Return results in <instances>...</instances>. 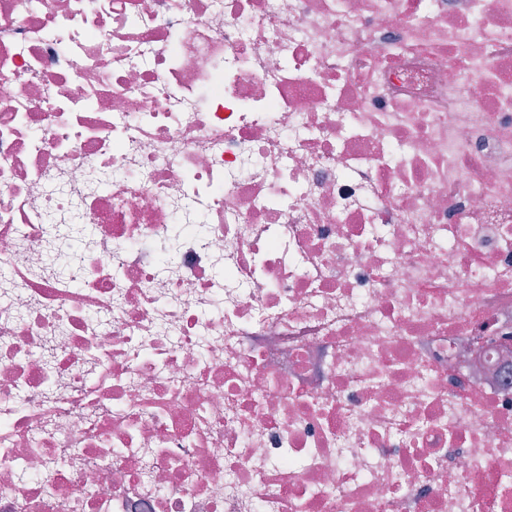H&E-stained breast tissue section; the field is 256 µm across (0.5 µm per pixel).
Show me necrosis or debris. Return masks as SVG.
<instances>
[{"label": "necrosis or debris", "instance_id": "4bbe7bcc", "mask_svg": "<svg viewBox=\"0 0 512 512\" xmlns=\"http://www.w3.org/2000/svg\"><path fill=\"white\" fill-rule=\"evenodd\" d=\"M258 500L512 512V0H0V512Z\"/></svg>", "mask_w": 512, "mask_h": 512}]
</instances>
